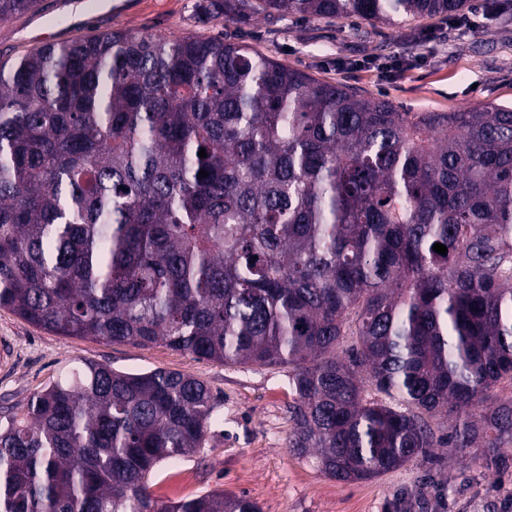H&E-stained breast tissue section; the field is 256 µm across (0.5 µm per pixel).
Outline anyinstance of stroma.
Listing matches in <instances>:
<instances>
[{
    "mask_svg": "<svg viewBox=\"0 0 512 512\" xmlns=\"http://www.w3.org/2000/svg\"><path fill=\"white\" fill-rule=\"evenodd\" d=\"M464 26L450 19H399L395 25L344 19L201 14L198 0H132L129 11L88 16L66 39L131 31L171 39L224 36L312 77L384 96L403 112H449L487 103L512 105V0H477ZM0 416L22 413L29 398L87 360L143 373L181 372L203 381L216 399L217 424L202 448L165 460L150 480L162 502L221 490L246 495L262 512H504L512 465L485 469L470 456L433 449L429 462L342 483L321 474L314 458L288 449L294 393L284 367L222 365L163 345L63 337L0 308Z\"/></svg>",
    "mask_w": 512,
    "mask_h": 512,
    "instance_id": "35a3bbf8",
    "label": "stroma"
}]
</instances>
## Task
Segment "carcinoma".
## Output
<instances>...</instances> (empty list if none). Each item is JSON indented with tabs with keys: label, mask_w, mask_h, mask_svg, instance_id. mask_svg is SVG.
Segmentation results:
<instances>
[{
	"label": "carcinoma",
	"mask_w": 512,
	"mask_h": 512,
	"mask_svg": "<svg viewBox=\"0 0 512 512\" xmlns=\"http://www.w3.org/2000/svg\"><path fill=\"white\" fill-rule=\"evenodd\" d=\"M38 4L0 0V20ZM473 8L201 3L387 25ZM0 308L59 336L288 368L289 448L340 482L434 448L505 464L512 107L401 112L212 37L111 31L0 56ZM214 410L193 376L84 361L0 421V512H261L150 491ZM441 415L456 425L438 436Z\"/></svg>",
	"instance_id": "cac0c4a2"
}]
</instances>
